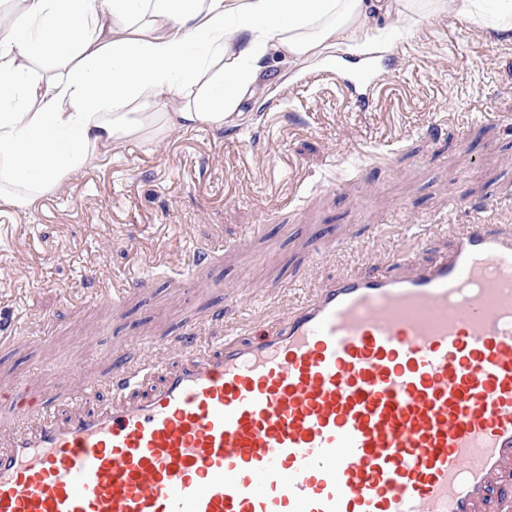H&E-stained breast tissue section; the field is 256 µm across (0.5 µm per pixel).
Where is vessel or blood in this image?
<instances>
[{
  "mask_svg": "<svg viewBox=\"0 0 512 512\" xmlns=\"http://www.w3.org/2000/svg\"><path fill=\"white\" fill-rule=\"evenodd\" d=\"M493 205L425 262L319 278L280 326L198 347L163 382L117 367L112 401L0 445V512H512V225Z\"/></svg>",
  "mask_w": 512,
  "mask_h": 512,
  "instance_id": "vessel-or-blood-1",
  "label": "vessel or blood"
}]
</instances>
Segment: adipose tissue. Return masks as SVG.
<instances>
[{"label":"adipose tissue","instance_id":"obj_1","mask_svg":"<svg viewBox=\"0 0 512 512\" xmlns=\"http://www.w3.org/2000/svg\"><path fill=\"white\" fill-rule=\"evenodd\" d=\"M448 7L512 31V0H0V206L30 208L129 142L237 124L270 74Z\"/></svg>","mask_w":512,"mask_h":512}]
</instances>
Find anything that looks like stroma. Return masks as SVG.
Masks as SVG:
<instances>
[{
  "instance_id": "stroma-1",
  "label": "stroma",
  "mask_w": 512,
  "mask_h": 512,
  "mask_svg": "<svg viewBox=\"0 0 512 512\" xmlns=\"http://www.w3.org/2000/svg\"><path fill=\"white\" fill-rule=\"evenodd\" d=\"M341 50L240 124L130 142L34 208H0V390L112 398L103 379L184 324L220 333L247 292L267 329L315 276L500 201L512 224V39L454 12ZM380 72L367 111L337 73ZM148 287H141V280Z\"/></svg>"
}]
</instances>
